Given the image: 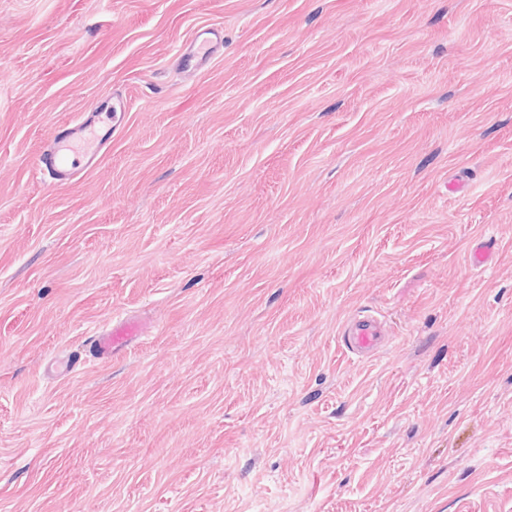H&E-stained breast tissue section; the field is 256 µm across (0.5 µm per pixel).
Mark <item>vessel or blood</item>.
<instances>
[{"mask_svg": "<svg viewBox=\"0 0 512 512\" xmlns=\"http://www.w3.org/2000/svg\"><path fill=\"white\" fill-rule=\"evenodd\" d=\"M224 47L222 31L205 28L198 30L177 56L180 70L193 73L206 65ZM100 116L88 114L78 121L58 125L37 166L57 182H70L82 176L97 161L107 141L99 135ZM147 331L137 319L121 318L113 321L111 328L98 333L95 348L100 356L107 357L126 347ZM344 344L350 353L363 356L377 350L382 327L375 318L366 316L349 321L344 330Z\"/></svg>", "mask_w": 512, "mask_h": 512, "instance_id": "obj_1", "label": "vessel or blood"}]
</instances>
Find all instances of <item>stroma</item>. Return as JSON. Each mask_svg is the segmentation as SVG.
I'll use <instances>...</instances> for the list:
<instances>
[{"label": "stroma", "instance_id": "1", "mask_svg": "<svg viewBox=\"0 0 512 512\" xmlns=\"http://www.w3.org/2000/svg\"><path fill=\"white\" fill-rule=\"evenodd\" d=\"M0 512H512V0H0ZM224 47V33L216 29L198 30L177 56L183 72L193 73L206 65ZM100 115L90 113L58 125L38 158L39 170L56 182H70L87 172L108 143L97 133ZM382 327L373 317H363L350 320L344 330V344L350 353L357 356L368 355L377 350L381 338ZM147 332L146 325L137 319L121 318L112 322V327L96 334L95 348L101 357H109L126 347Z\"/></svg>", "mask_w": 512, "mask_h": 512}]
</instances>
